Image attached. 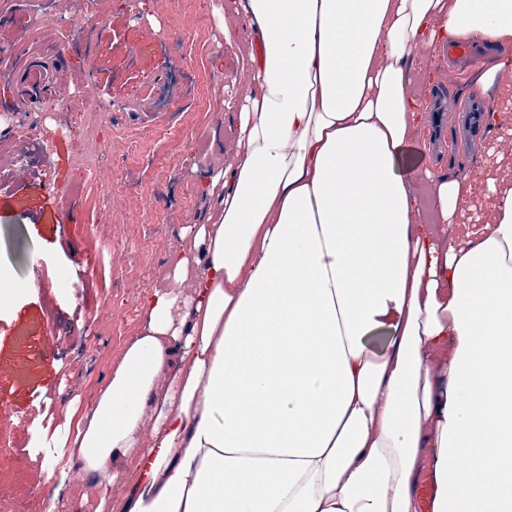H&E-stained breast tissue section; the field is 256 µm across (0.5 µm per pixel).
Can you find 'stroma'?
<instances>
[{
    "label": "stroma",
    "mask_w": 512,
    "mask_h": 512,
    "mask_svg": "<svg viewBox=\"0 0 512 512\" xmlns=\"http://www.w3.org/2000/svg\"><path fill=\"white\" fill-rule=\"evenodd\" d=\"M219 0H66L62 25L28 23L33 0H0V46L38 52L54 79L31 93L20 75L0 77V144L21 160L0 172V277L21 283L0 309V454L7 459L0 501L13 512H100V491L77 475L62 479L69 461L56 457L55 435L74 423L107 380L124 343L135 336L140 303L168 287V259L192 248L183 227L208 208L199 191L202 170L234 156L235 127L220 99L254 88L241 58L249 33L233 13L216 18ZM237 34L226 45L219 27ZM493 57L457 70L445 51L425 52L410 72L411 95L449 102L483 96L497 106L494 125L457 157L429 164L424 140L407 149L421 167L469 174L472 209L441 225L456 243L476 239L493 223L496 200L487 181L512 184V74L488 92L477 79ZM90 106L112 103V130L94 194H85L72 164L81 131L63 100L76 92ZM175 111H165L166 103ZM55 130L50 148L25 135L31 119Z\"/></svg>",
    "instance_id": "stroma-1"
}]
</instances>
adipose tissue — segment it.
Instances as JSON below:
<instances>
[{"mask_svg": "<svg viewBox=\"0 0 512 512\" xmlns=\"http://www.w3.org/2000/svg\"><path fill=\"white\" fill-rule=\"evenodd\" d=\"M256 93L172 285L56 442L119 512H512V186L477 241L467 175L401 173L414 59L512 43V0H231ZM189 291H181V284ZM386 336L383 351L368 338Z\"/></svg>", "mask_w": 512, "mask_h": 512, "instance_id": "adipose-tissue-1", "label": "adipose tissue"}]
</instances>
